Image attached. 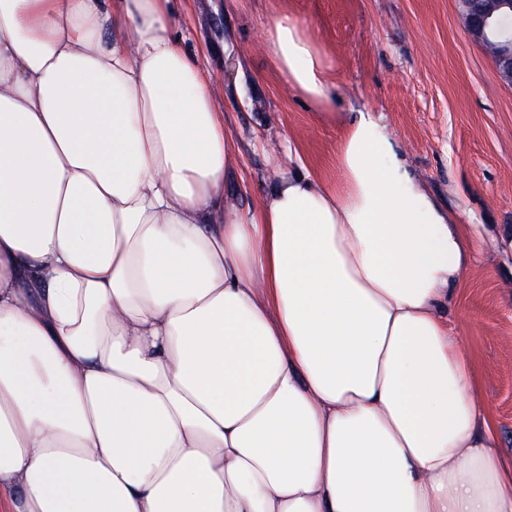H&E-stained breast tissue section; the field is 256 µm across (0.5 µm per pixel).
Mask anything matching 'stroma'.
Segmentation results:
<instances>
[{"label": "stroma", "instance_id": "35a3bbf8", "mask_svg": "<svg viewBox=\"0 0 512 512\" xmlns=\"http://www.w3.org/2000/svg\"><path fill=\"white\" fill-rule=\"evenodd\" d=\"M457 0H181L176 32L211 70L237 144L229 198L255 203L274 164L336 179L332 115H382L415 173L476 235L475 259L448 317L504 454H512V88L464 32ZM303 22L328 64L329 102L316 114L268 58L264 25ZM232 58H225V46Z\"/></svg>", "mask_w": 512, "mask_h": 512}]
</instances>
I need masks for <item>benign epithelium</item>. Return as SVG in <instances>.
<instances>
[{
    "mask_svg": "<svg viewBox=\"0 0 512 512\" xmlns=\"http://www.w3.org/2000/svg\"><path fill=\"white\" fill-rule=\"evenodd\" d=\"M459 17L468 37L491 53L497 74L512 86V0H458Z\"/></svg>",
    "mask_w": 512,
    "mask_h": 512,
    "instance_id": "7a95c632",
    "label": "benign epithelium"
}]
</instances>
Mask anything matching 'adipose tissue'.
Masks as SVG:
<instances>
[{
	"label": "adipose tissue",
	"mask_w": 512,
	"mask_h": 512,
	"mask_svg": "<svg viewBox=\"0 0 512 512\" xmlns=\"http://www.w3.org/2000/svg\"><path fill=\"white\" fill-rule=\"evenodd\" d=\"M175 0H0V512H512L448 296L474 248L382 116L242 206ZM312 108L325 57L264 27Z\"/></svg>",
	"instance_id": "ef3b65f1"
}]
</instances>
